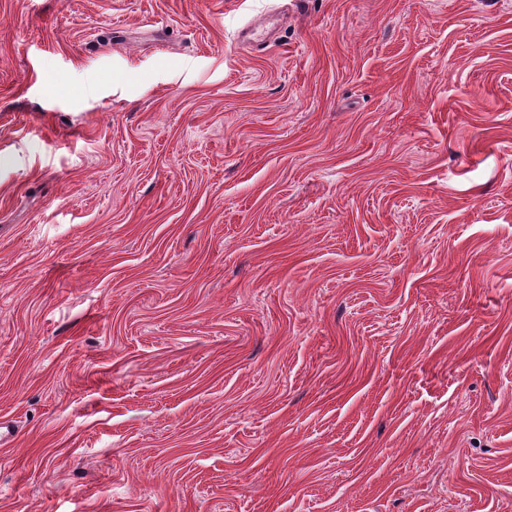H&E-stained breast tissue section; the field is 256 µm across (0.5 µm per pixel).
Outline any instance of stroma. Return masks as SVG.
I'll use <instances>...</instances> for the list:
<instances>
[{"mask_svg":"<svg viewBox=\"0 0 512 512\" xmlns=\"http://www.w3.org/2000/svg\"><path fill=\"white\" fill-rule=\"evenodd\" d=\"M0 512H512V0H0Z\"/></svg>","mask_w":512,"mask_h":512,"instance_id":"35a3bbf8","label":"stroma"}]
</instances>
